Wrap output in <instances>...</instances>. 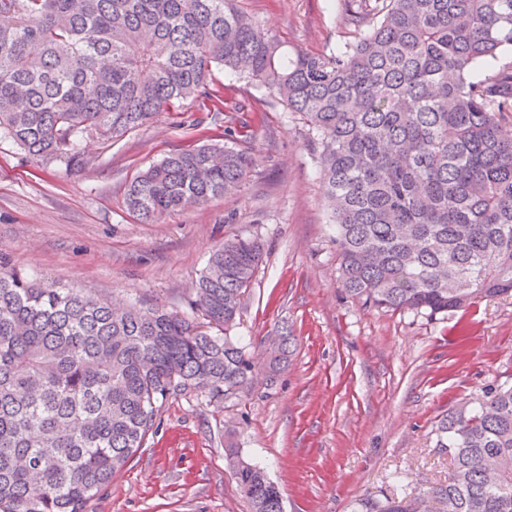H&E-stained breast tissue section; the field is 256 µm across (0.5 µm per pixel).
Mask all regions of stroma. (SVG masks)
<instances>
[{
	"label": "stroma",
	"mask_w": 512,
	"mask_h": 512,
	"mask_svg": "<svg viewBox=\"0 0 512 512\" xmlns=\"http://www.w3.org/2000/svg\"><path fill=\"white\" fill-rule=\"evenodd\" d=\"M289 48L332 52L353 38L335 0H237ZM212 79L239 111L211 118L190 103L115 142H91L82 166L37 162L0 139V257L32 279L61 282L112 302L188 309L212 249L259 237L263 262L232 328L249 352L288 324L287 369L257 365L242 399L169 396L143 445L87 512H249L224 463V433L265 467L285 512H353L368 496L410 494L447 481L434 429L448 410L489 384L512 385V296L427 316L352 300L316 164L302 123L244 76ZM237 148L259 163L240 191L145 223L125 191L142 170L202 143Z\"/></svg>",
	"instance_id": "stroma-1"
}]
</instances>
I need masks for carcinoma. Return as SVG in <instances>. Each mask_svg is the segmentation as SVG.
Returning a JSON list of instances; mask_svg holds the SVG:
<instances>
[{"label":"carcinoma","mask_w":512,"mask_h":512,"mask_svg":"<svg viewBox=\"0 0 512 512\" xmlns=\"http://www.w3.org/2000/svg\"><path fill=\"white\" fill-rule=\"evenodd\" d=\"M354 41L288 49L235 0H0V138L36 160L82 162L161 112L201 102L224 67L269 90L315 142L336 226L339 280L384 311L446 314L512 293V0H340ZM257 166L229 139L172 154L127 188L147 222L233 194ZM264 244L234 237L211 254L191 317L120 307L44 285L0 260V512H86L153 428L158 402L253 387L254 357L230 335ZM288 328L265 339L269 377ZM448 482L354 512H512V386L489 385L435 428ZM250 512H284L276 484L224 449Z\"/></svg>","instance_id":"1"}]
</instances>
